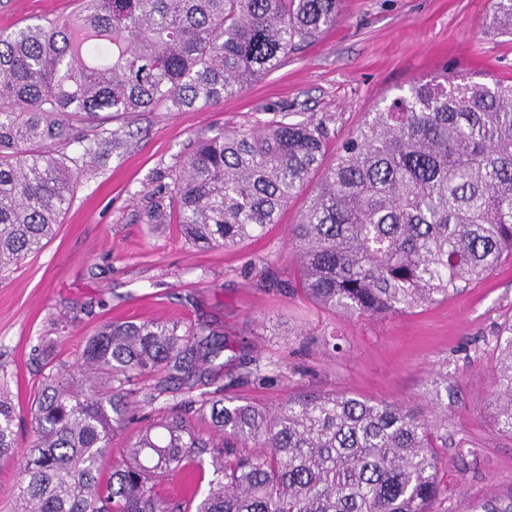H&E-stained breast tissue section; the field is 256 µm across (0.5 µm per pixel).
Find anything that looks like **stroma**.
Returning a JSON list of instances; mask_svg holds the SVG:
<instances>
[{"mask_svg": "<svg viewBox=\"0 0 512 512\" xmlns=\"http://www.w3.org/2000/svg\"><path fill=\"white\" fill-rule=\"evenodd\" d=\"M496 2L342 0L335 27L243 91L202 108L132 115L127 153L81 176L57 235L0 273V364L11 376L18 450L32 439L30 405L45 361L76 362L109 321L217 319L224 358L247 356L269 370L268 380L226 394L271 408L332 391L405 406L448 428L443 512L511 490L512 435L500 431L489 405L496 331L512 317L511 262L413 314L349 320L286 289L297 276L289 227L306 195L234 250H200L178 225L143 222L147 192L210 127L251 128L276 109L301 120L333 112L335 144L413 82L445 72L489 86L512 81V37L499 29ZM73 8L74 0H0V32L62 19ZM334 329L346 338L339 353L323 342ZM441 373L458 388L444 408L428 395Z\"/></svg>", "mask_w": 512, "mask_h": 512, "instance_id": "1", "label": "stroma"}]
</instances>
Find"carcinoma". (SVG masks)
Listing matches in <instances>:
<instances>
[{"label":"carcinoma","instance_id":"cac0c4a2","mask_svg":"<svg viewBox=\"0 0 512 512\" xmlns=\"http://www.w3.org/2000/svg\"><path fill=\"white\" fill-rule=\"evenodd\" d=\"M59 21L0 34V271L40 252L80 175L122 154L126 117L217 102L335 25L340 0H79ZM512 35V0H497ZM336 113L198 134L148 192L146 223L175 220L199 248L290 227L293 291L348 319L386 320L466 290L512 259V84L443 75L372 112L326 159ZM74 147L77 156L58 150ZM216 320L113 321L77 362L41 376L34 439L17 455L0 375V459L18 458L22 512H438L448 431L344 392L270 410L224 396ZM490 407L512 434V317L499 326ZM240 380H266L255 359ZM448 404V377L431 382ZM153 418L137 427L139 413ZM125 454L100 477L114 434ZM210 465L206 494L171 500L169 476ZM469 512H512V491Z\"/></svg>","mask_w":512,"mask_h":512}]
</instances>
